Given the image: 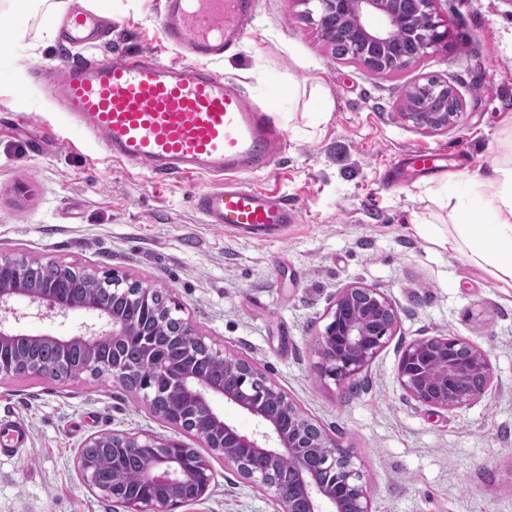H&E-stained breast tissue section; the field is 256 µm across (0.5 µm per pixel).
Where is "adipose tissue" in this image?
Here are the masks:
<instances>
[{
  "label": "adipose tissue",
  "instance_id": "obj_1",
  "mask_svg": "<svg viewBox=\"0 0 512 512\" xmlns=\"http://www.w3.org/2000/svg\"><path fill=\"white\" fill-rule=\"evenodd\" d=\"M469 197L453 207L454 233L434 236L437 246L460 253L512 290V135L499 143L488 177L473 175Z\"/></svg>",
  "mask_w": 512,
  "mask_h": 512
}]
</instances>
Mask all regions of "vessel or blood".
<instances>
[{"instance_id":"b4317fda","label":"vessel or blood","mask_w":512,"mask_h":512,"mask_svg":"<svg viewBox=\"0 0 512 512\" xmlns=\"http://www.w3.org/2000/svg\"><path fill=\"white\" fill-rule=\"evenodd\" d=\"M259 7L260 0H159L174 58L83 55L67 61L48 90L112 159L157 174L213 178L194 200L204 223L272 235L296 223L295 209L240 177L266 169L284 148L285 133L239 84L212 67L243 46ZM108 32L86 11L59 22L67 45L92 48Z\"/></svg>"}]
</instances>
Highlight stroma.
Segmentation results:
<instances>
[{
    "label": "stroma",
    "instance_id": "stroma-1",
    "mask_svg": "<svg viewBox=\"0 0 512 512\" xmlns=\"http://www.w3.org/2000/svg\"><path fill=\"white\" fill-rule=\"evenodd\" d=\"M158 0H85L111 20L95 53L171 57ZM448 49L379 76L337 59L291 0H262L249 41L217 62L283 128L287 146L248 186L293 205L298 223L258 238L203 223L193 209L207 177L159 175L110 159L64 119L47 77L74 53L47 37L43 13L0 0V258L28 257L161 286L205 343L247 360L308 417L354 449L374 512H512V293L442 251L416 222L448 231L442 195H466L451 174H485L512 127V0H440ZM431 77L457 89L454 126L402 119L410 86ZM435 149L444 169L422 174L408 150ZM380 289L400 328L355 385L321 377L314 343L337 289ZM460 336L486 351L493 384L469 409L409 400L396 380L401 343ZM0 418L30 441L0 454V512H124L92 493L74 466L97 433L173 438L201 448L153 413L141 394L82 374L0 378ZM204 499L177 512H278L217 454Z\"/></svg>",
    "mask_w": 512,
    "mask_h": 512
}]
</instances>
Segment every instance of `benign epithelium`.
<instances>
[{
    "instance_id": "1",
    "label": "benign epithelium",
    "mask_w": 512,
    "mask_h": 512,
    "mask_svg": "<svg viewBox=\"0 0 512 512\" xmlns=\"http://www.w3.org/2000/svg\"><path fill=\"white\" fill-rule=\"evenodd\" d=\"M292 2L306 6L315 3L316 10L308 8L303 16L316 26L320 39L328 44L339 37L345 39L350 46V60L377 75L397 73L431 51L448 48L453 35L447 17L438 8L439 0ZM397 38L413 49L411 56L395 55L393 41ZM462 108L456 89L447 80L437 78L432 83L414 84L400 105V115L422 129L446 130L455 124ZM41 264L43 261L27 257L0 260V356L9 355L16 339L25 337L35 344L55 346L63 357L78 349L86 370H96L102 353L128 335L134 322L98 299L80 296L65 304L57 302L52 283L35 286L23 274L28 266ZM87 278L108 289V295L114 299L131 290L146 300L156 293L148 283L131 282L115 275L101 278L89 270ZM21 300L27 301L42 319L65 317L71 311L81 310L93 314L95 321L63 336L25 333L17 327L27 317L16 308ZM329 315L331 322L315 343V369L323 377L352 385L396 335L398 309L379 289L352 284L338 289ZM173 346L202 347L212 357L224 359L222 351L209 347L184 321ZM104 370L113 383L130 386L134 371L122 360L112 359V365ZM252 370L253 366L243 360L239 374L217 383L192 366L158 368L179 403L195 415V429L206 447L224 458V463L248 483L273 498L281 512H373L364 465L354 450L328 436L273 385L267 392L284 406L288 423L262 411L247 385ZM396 379L414 401L457 412L470 408L486 395L493 372L485 351L471 341L460 336H425L400 346ZM215 398L250 415L256 422L255 430L241 432L224 419V414L212 404ZM112 446L159 449L144 462L150 496L129 504L127 512H167L172 504H194L203 499L211 486L213 472L208 460L200 455L196 469H187L181 456L174 452L183 447L179 442L98 433L84 444L86 448ZM283 459L293 464L294 478L286 486L276 479ZM74 465L89 490L111 495L110 487L97 474L94 459L85 451L78 452Z\"/></svg>"
}]
</instances>
